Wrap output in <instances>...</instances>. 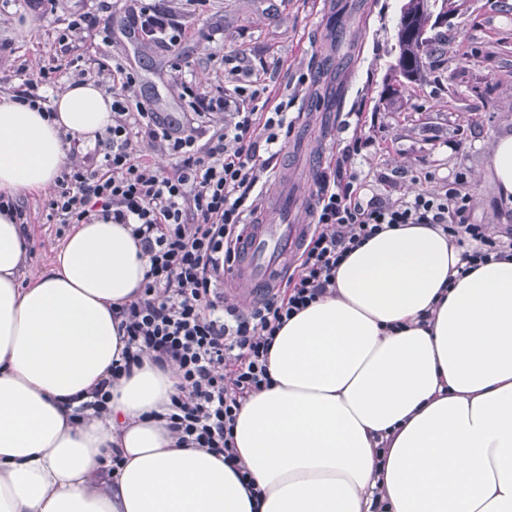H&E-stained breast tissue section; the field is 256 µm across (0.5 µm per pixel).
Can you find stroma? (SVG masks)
Wrapping results in <instances>:
<instances>
[{"instance_id":"stroma-1","label":"stroma","mask_w":512,"mask_h":512,"mask_svg":"<svg viewBox=\"0 0 512 512\" xmlns=\"http://www.w3.org/2000/svg\"><path fill=\"white\" fill-rule=\"evenodd\" d=\"M406 0H208L190 10L184 0H161L183 16L186 34L171 49L136 40L124 6L102 10L100 0H58L40 16L26 0L0 10V94L27 84L54 97L67 83L112 84L107 66L121 61L136 91L162 117L180 121L186 88L232 93L223 56L251 64L272 96L288 94L293 139L307 151L283 150L270 163L274 185L310 195L317 175L356 138L368 145L356 159L361 202L394 201L438 188L456 173L472 198L476 223L502 230L512 219L499 200L489 166L497 135L512 132V0H464L434 30L435 50L414 81H395L398 25ZM90 12L110 29L109 41L83 32L58 42L70 16ZM29 31L15 28L19 16ZM49 191L19 196L27 214L25 274L51 261L71 227L58 223Z\"/></svg>"}]
</instances>
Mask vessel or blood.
Listing matches in <instances>:
<instances>
[{
	"label": "vessel or blood",
	"instance_id": "vessel-or-blood-1",
	"mask_svg": "<svg viewBox=\"0 0 512 512\" xmlns=\"http://www.w3.org/2000/svg\"><path fill=\"white\" fill-rule=\"evenodd\" d=\"M295 198L281 194L272 199L258 221L246 224L239 261L230 278L243 292L241 301L253 302L273 277L298 253L307 224L299 218Z\"/></svg>",
	"mask_w": 512,
	"mask_h": 512
}]
</instances>
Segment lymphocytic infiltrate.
<instances>
[{
    "instance_id": "lymphocytic-infiltrate-1",
    "label": "lymphocytic infiltrate",
    "mask_w": 512,
    "mask_h": 512,
    "mask_svg": "<svg viewBox=\"0 0 512 512\" xmlns=\"http://www.w3.org/2000/svg\"><path fill=\"white\" fill-rule=\"evenodd\" d=\"M128 22L139 40L171 48L185 24L151 0H130ZM237 80L233 94L189 91L185 123L168 122L132 93L135 78L112 65V124L102 159L66 173L49 206L63 224L105 219L131 227L147 260L139 296L121 305L125 346L112 363V380L151 358L175 364L177 393L168 427L180 443L207 449L245 472L233 440L241 402L269 386L268 355L283 325L332 292L336 270L379 233L403 224H432L458 246L469 267L512 256V231L491 234L475 223L463 174L441 188L393 202L362 205L354 139L313 192L314 230L300 256L299 273L248 313L224 301V272L233 261L243 224L257 212L255 191L268 161L261 150H283L292 134L290 100L270 102L264 86L225 57ZM222 118L212 128L214 118ZM157 145L176 163L156 167L130 150L132 136Z\"/></svg>"
}]
</instances>
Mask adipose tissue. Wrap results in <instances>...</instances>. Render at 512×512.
<instances>
[{
	"mask_svg": "<svg viewBox=\"0 0 512 512\" xmlns=\"http://www.w3.org/2000/svg\"><path fill=\"white\" fill-rule=\"evenodd\" d=\"M52 109L0 95V192L47 189L64 136L112 124L91 81ZM489 166L512 205V133ZM26 236L0 213V512H512V257L459 274L461 247L428 224L349 254L334 292L277 333L270 386L241 404L234 444L257 502L170 432L175 365L144 361L108 415L74 417L120 355L117 312L144 278L130 227L74 225L24 283Z\"/></svg>",
	"mask_w": 512,
	"mask_h": 512,
	"instance_id": "1",
	"label": "adipose tissue"
}]
</instances>
